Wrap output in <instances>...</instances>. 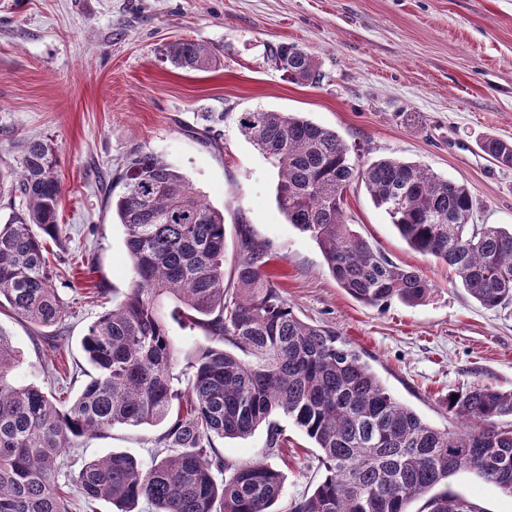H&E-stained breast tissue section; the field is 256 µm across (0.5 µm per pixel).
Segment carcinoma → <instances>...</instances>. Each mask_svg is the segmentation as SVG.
Here are the masks:
<instances>
[{
    "label": "carcinoma",
    "mask_w": 512,
    "mask_h": 512,
    "mask_svg": "<svg viewBox=\"0 0 512 512\" xmlns=\"http://www.w3.org/2000/svg\"><path fill=\"white\" fill-rule=\"evenodd\" d=\"M162 60L184 71L217 64L214 49L179 39ZM268 59L288 79L320 82L315 56L279 43ZM242 133L279 168L280 209L319 246L336 280L355 300L382 306L425 302L434 285L400 267L347 223L346 195L362 184L416 252L453 272L487 309L512 303V229L473 224L467 185L416 162H363L335 131L296 113L238 117ZM482 150L512 167V142L487 138ZM55 148L25 143L21 171L0 170L21 208L0 225V308L43 328L67 309L50 265L49 244L63 233ZM112 212L125 230L133 281L82 341L93 373L67 401L35 384L8 381L19 355L0 327V512H73L76 498L105 500L116 512H273L281 474L257 462L232 463L217 439H245L266 428L267 447L287 439L273 417L291 419L319 449L320 481L290 512H476L470 501L435 489L460 471L512 495V391L487 385L443 398L459 421L441 431L396 399L333 327L298 318L270 280L269 245L237 224L236 287L224 282V212L198 194L163 156L139 152L120 177ZM170 296L210 345L184 354L186 378L160 300ZM243 352L241 358L224 344ZM185 385H180V382ZM457 399H452V396ZM166 423L148 464L112 453L68 465L70 450L118 425Z\"/></svg>",
    "instance_id": "cac0c4a2"
}]
</instances>
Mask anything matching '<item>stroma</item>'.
Instances as JSON below:
<instances>
[{"mask_svg":"<svg viewBox=\"0 0 512 512\" xmlns=\"http://www.w3.org/2000/svg\"><path fill=\"white\" fill-rule=\"evenodd\" d=\"M185 38L214 48L219 63L182 71L160 48ZM292 43L312 52L321 81L288 80L267 57ZM298 112L364 148V160L414 161L470 189L476 224L512 226V169L480 144L512 141V0H0V168H18L26 140L53 145L65 226L52 267L67 316L59 330L67 369L86 366L88 327L131 286L124 228L106 202L120 192L127 159L163 155L217 209L228 246L238 218L270 245L269 267L303 320L330 325L364 350L389 391L440 430L457 421L442 403L471 385L512 390V306L488 310L446 266L411 249L364 186H352L353 230L396 264L427 276L426 302L364 305L338 286L323 254L289 224L276 201L275 161L244 137L243 112ZM211 113L204 121L202 113ZM216 147H207L204 134ZM20 364L16 384L76 395L45 365L40 331L0 309ZM282 452L265 429L219 441L226 459L259 461L284 476L278 512L320 480L319 450L286 416ZM157 425L118 426L71 456L74 464L112 452L149 461ZM450 493L479 512H512V496L471 473Z\"/></svg>","mask_w":512,"mask_h":512,"instance_id":"35a3bbf8","label":"stroma"}]
</instances>
